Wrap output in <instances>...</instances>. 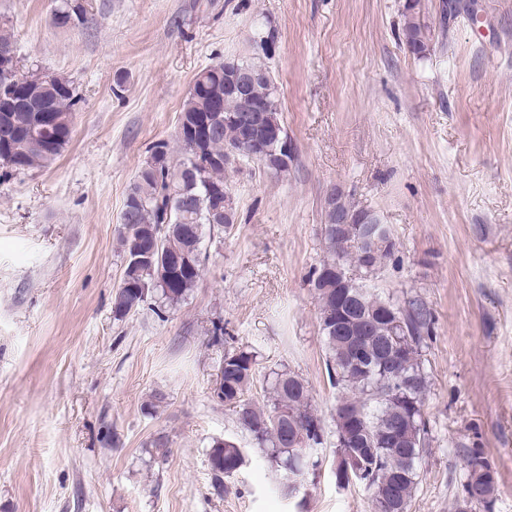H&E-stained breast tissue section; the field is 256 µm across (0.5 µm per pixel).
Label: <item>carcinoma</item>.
<instances>
[{
    "label": "carcinoma",
    "mask_w": 512,
    "mask_h": 512,
    "mask_svg": "<svg viewBox=\"0 0 512 512\" xmlns=\"http://www.w3.org/2000/svg\"><path fill=\"white\" fill-rule=\"evenodd\" d=\"M421 0H411L403 13L404 43L411 53L429 50L427 29L420 23ZM84 9L72 0H61L54 22L67 26L83 19ZM231 71L218 61L195 76L178 116L182 131L175 134L176 147L160 142L131 183L124 208L132 209L130 232L119 233L123 256L130 255L131 237L153 246L154 261L131 266L125 260L113 312L124 317L156 293L166 305L183 301L197 287L203 274L202 239L205 226L221 231L236 221L234 200L227 175L241 161H257L243 146L247 139L235 117L259 107L269 128L280 130L274 151L280 152L288 131L282 118L274 81L258 80L244 93L226 89ZM11 82V93L28 96L22 105L3 104L0 112V165L16 173L43 168L70 141L73 115L81 99L69 82L34 68L20 74L17 68L0 71V85ZM201 148L207 163L194 161ZM174 157L172 166L154 165L159 149ZM331 258L314 271L318 321L328 351L329 378L342 389L336 398V431L346 434L340 449L355 454L351 478L372 492L374 512H408L420 473L417 459L429 446L423 418L426 377L421 349L429 335L433 316L423 304H399L367 288L366 280L354 281L351 289L361 310V336H338L336 325V278L327 267L340 263L345 269L379 272L394 256L396 242L365 257L354 230L332 231L325 237ZM392 308L402 321L400 335L379 316ZM256 356L246 351L224 355L218 374L224 395L218 399L232 409L237 425L247 432L280 472V486L288 488V473L318 466L313 451L324 444L325 426L312 405L308 385L297 374L271 372V405L261 406L249 397L256 375ZM398 423L412 439L410 448H394L388 431ZM216 487L236 473L245 455L229 439L215 440L209 451Z\"/></svg>",
    "instance_id": "cac0c4a2"
}]
</instances>
